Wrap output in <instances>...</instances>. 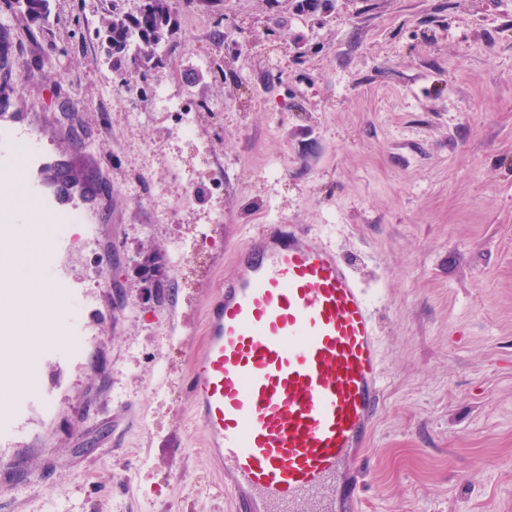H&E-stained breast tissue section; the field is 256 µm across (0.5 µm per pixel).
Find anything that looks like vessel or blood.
Returning <instances> with one entry per match:
<instances>
[{"label":"vessel or blood","mask_w":512,"mask_h":512,"mask_svg":"<svg viewBox=\"0 0 512 512\" xmlns=\"http://www.w3.org/2000/svg\"><path fill=\"white\" fill-rule=\"evenodd\" d=\"M382 383L376 320L350 263L290 224L238 249L185 379L235 512L357 502Z\"/></svg>","instance_id":"obj_1"}]
</instances>
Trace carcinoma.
I'll return each mask as SVG.
<instances>
[{"label": "carcinoma", "mask_w": 512, "mask_h": 512, "mask_svg": "<svg viewBox=\"0 0 512 512\" xmlns=\"http://www.w3.org/2000/svg\"><path fill=\"white\" fill-rule=\"evenodd\" d=\"M12 2L29 24L30 34L38 33L48 38L54 49L57 44L50 39L46 23L51 13V0H7ZM108 9L101 27L94 36L107 43L112 55V68L126 80V76L138 74L147 78V72L163 61L158 54L162 45H170L176 33L178 21L174 0H139L135 11L125 10V0H106ZM43 183L53 188L61 200H69L74 190L93 199L103 195L99 180L90 177L68 160L57 161L41 171Z\"/></svg>", "instance_id": "carcinoma-1"}]
</instances>
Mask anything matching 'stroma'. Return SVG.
I'll return each instance as SVG.
<instances>
[{
	"mask_svg": "<svg viewBox=\"0 0 512 512\" xmlns=\"http://www.w3.org/2000/svg\"><path fill=\"white\" fill-rule=\"evenodd\" d=\"M77 4L99 27L104 0H52L53 52L0 0V170L27 141L91 171L106 192L81 208L121 271L68 289L55 319L81 350L0 319V362L36 379L0 408V512H232L184 377L207 296L268 224L351 259L375 312L359 512H512V0H334L311 18L175 0L178 47L143 87L82 38ZM191 232L169 290L144 287L141 257Z\"/></svg>",
	"mask_w": 512,
	"mask_h": 512,
	"instance_id": "stroma-1",
	"label": "stroma"
}]
</instances>
